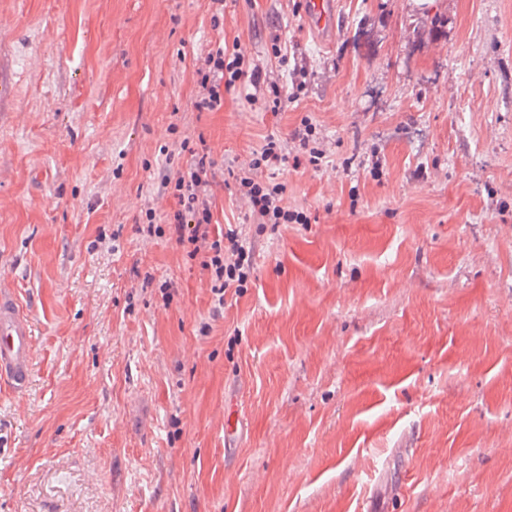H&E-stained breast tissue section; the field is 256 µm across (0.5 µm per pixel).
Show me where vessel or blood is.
<instances>
[{
    "mask_svg": "<svg viewBox=\"0 0 512 512\" xmlns=\"http://www.w3.org/2000/svg\"><path fill=\"white\" fill-rule=\"evenodd\" d=\"M305 14L317 30L332 27L335 0H305ZM32 327L24 308L10 290L0 289V379L15 391H24L31 377Z\"/></svg>",
    "mask_w": 512,
    "mask_h": 512,
    "instance_id": "obj_1",
    "label": "vessel or blood"
}]
</instances>
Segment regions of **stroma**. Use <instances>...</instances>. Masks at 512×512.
Returning <instances> with one entry per match:
<instances>
[{
	"label": "stroma",
	"mask_w": 512,
	"mask_h": 512,
	"mask_svg": "<svg viewBox=\"0 0 512 512\" xmlns=\"http://www.w3.org/2000/svg\"><path fill=\"white\" fill-rule=\"evenodd\" d=\"M216 9L0 0V281L33 324L0 512H512V0H336L328 43L303 0ZM222 41L298 100L197 111ZM305 119L326 163L273 177L308 221L260 227L231 174ZM186 139L255 241L220 308L142 230Z\"/></svg>",
	"instance_id": "1"
}]
</instances>
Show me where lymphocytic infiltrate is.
<instances>
[{
    "label": "lymphocytic infiltrate",
    "mask_w": 512,
    "mask_h": 512,
    "mask_svg": "<svg viewBox=\"0 0 512 512\" xmlns=\"http://www.w3.org/2000/svg\"><path fill=\"white\" fill-rule=\"evenodd\" d=\"M196 74L200 91L195 107L201 112L220 109L225 91L241 86L248 88V100H256L265 83L262 68L252 58L223 43L201 58ZM181 148L190 152V163L175 173L161 175L159 181L161 191L172 192L179 205L173 215L167 216L166 223L178 243L187 246L188 257L200 258L202 268L210 274L211 291L221 301L228 291L243 293L250 283L253 244L236 228L212 231L213 214L206 188L214 163L189 142H182ZM287 160L279 140L270 136L236 176L238 190L258 224L308 221L303 212L285 205L283 185L258 176L259 171L277 168Z\"/></svg>",
    "instance_id": "1"
}]
</instances>
